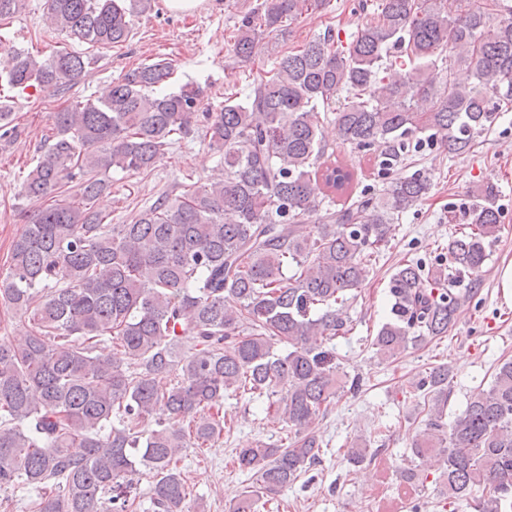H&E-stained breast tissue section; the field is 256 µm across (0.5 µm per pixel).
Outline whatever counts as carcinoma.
<instances>
[{
  "mask_svg": "<svg viewBox=\"0 0 512 512\" xmlns=\"http://www.w3.org/2000/svg\"><path fill=\"white\" fill-rule=\"evenodd\" d=\"M330 0H261L243 16L235 54L251 58L262 33ZM492 22L458 0H379L376 18L336 45L332 32L279 58L269 76L217 112L200 111L204 89L165 92L174 69L161 59L130 69L100 96L53 115L51 134L25 176L22 196L41 201L0 271V305L27 320L0 338V492L36 491L32 512H134L133 476L151 474L155 512H183L181 452L215 443V412L230 390L277 397L293 430L286 443L236 449L257 489L231 512H256L320 462V416L340 390L331 341L347 332L336 305L370 276L389 224L431 190L416 172L329 212V194L351 185L346 164L324 160L321 120L335 113L341 146L379 142L390 171L417 145L469 152L512 104V5ZM47 20L91 48L124 43L133 17L154 0H46ZM448 60L437 77L436 59ZM94 58L58 51L44 60L18 52L0 84L25 91L70 87ZM201 125L219 157L208 183L160 197L131 224H107L91 203L111 189L110 172L152 168L177 139ZM470 231L448 241L456 273L477 275L500 230L497 188L474 192ZM295 268L287 277L283 269ZM440 266L402 264L391 278V317L372 341L396 358L417 335H448L468 297L446 287ZM285 346L272 349L270 338ZM124 351V367L106 352ZM432 404L410 444L402 480L425 482V462L442 461L439 496L450 506L485 491L480 512L512 508V359L489 388L471 394L449 422L448 366L412 383ZM381 449L355 439L347 462Z\"/></svg>",
  "mask_w": 512,
  "mask_h": 512,
  "instance_id": "1",
  "label": "carcinoma"
}]
</instances>
